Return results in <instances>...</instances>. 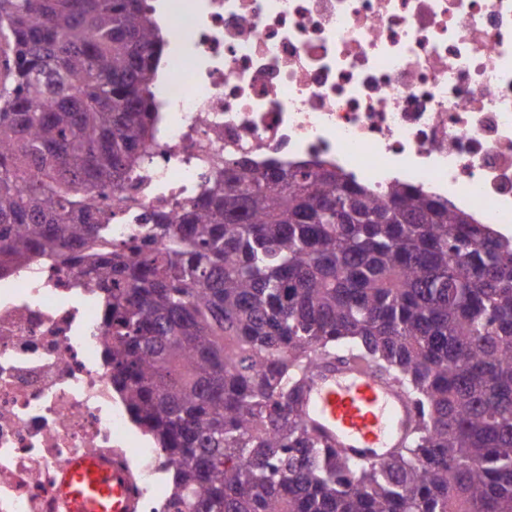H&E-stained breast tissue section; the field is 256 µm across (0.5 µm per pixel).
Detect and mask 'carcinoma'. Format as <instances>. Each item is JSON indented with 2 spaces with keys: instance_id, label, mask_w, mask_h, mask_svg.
I'll return each mask as SVG.
<instances>
[{
  "instance_id": "1",
  "label": "carcinoma",
  "mask_w": 512,
  "mask_h": 512,
  "mask_svg": "<svg viewBox=\"0 0 512 512\" xmlns=\"http://www.w3.org/2000/svg\"><path fill=\"white\" fill-rule=\"evenodd\" d=\"M165 43L146 0H0V273L42 256L96 288L167 512H512V238L407 186L226 161L112 240L89 193L139 166ZM331 359L414 404L387 462L302 420Z\"/></svg>"
}]
</instances>
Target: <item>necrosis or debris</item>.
Instances as JSON below:
<instances>
[{
	"instance_id": "necrosis-or-debris-1",
	"label": "necrosis or debris",
	"mask_w": 512,
	"mask_h": 512,
	"mask_svg": "<svg viewBox=\"0 0 512 512\" xmlns=\"http://www.w3.org/2000/svg\"><path fill=\"white\" fill-rule=\"evenodd\" d=\"M168 35L156 131L118 186L122 241L230 159L399 183L512 234V0H150ZM89 283L44 258L0 274V512H67L68 459H118L132 512H164L169 461L104 358Z\"/></svg>"
}]
</instances>
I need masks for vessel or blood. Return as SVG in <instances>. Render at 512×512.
<instances>
[{
    "label": "vessel or blood",
    "instance_id": "1",
    "mask_svg": "<svg viewBox=\"0 0 512 512\" xmlns=\"http://www.w3.org/2000/svg\"><path fill=\"white\" fill-rule=\"evenodd\" d=\"M301 416L337 449L352 456L388 460L402 447L414 423L413 403L392 380L351 362L316 366L301 395ZM57 494L68 512H130L127 472L93 458H74L61 467Z\"/></svg>",
    "mask_w": 512,
    "mask_h": 512
}]
</instances>
